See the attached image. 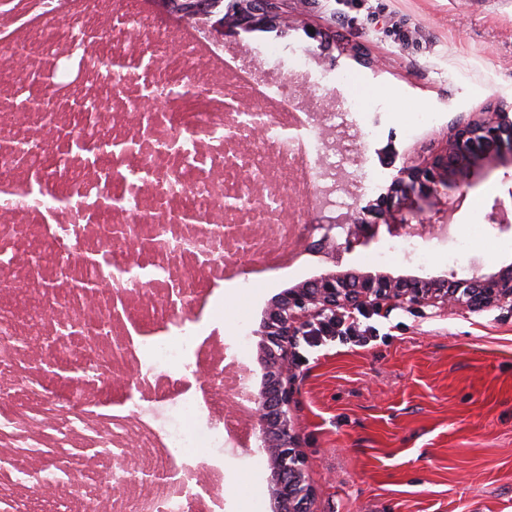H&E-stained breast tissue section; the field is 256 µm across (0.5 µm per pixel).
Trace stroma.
I'll return each instance as SVG.
<instances>
[{
	"instance_id": "obj_1",
	"label": "stroma",
	"mask_w": 512,
	"mask_h": 512,
	"mask_svg": "<svg viewBox=\"0 0 512 512\" xmlns=\"http://www.w3.org/2000/svg\"><path fill=\"white\" fill-rule=\"evenodd\" d=\"M297 16L280 44L303 49L315 68L358 72L393 118L377 141H364L381 171L375 202L406 163H425L452 124L487 107L512 105V0H285ZM336 43L320 48L306 28ZM434 110L439 123L403 136L408 108ZM512 187L503 170L469 190L451 222L466 232ZM302 230L294 268L261 275L250 294L224 291L245 316L225 321L213 351L250 336L284 289L313 279L328 263ZM421 265L401 257L397 274L455 271L458 277L512 264V236L453 261L447 244L430 243ZM367 346L297 341L293 413L317 512H512V309L420 315L395 308L361 318ZM266 453L246 439L224 451V512H270Z\"/></svg>"
}]
</instances>
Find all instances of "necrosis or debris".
<instances>
[{
  "instance_id": "4bbe7bcc",
  "label": "necrosis or debris",
  "mask_w": 512,
  "mask_h": 512,
  "mask_svg": "<svg viewBox=\"0 0 512 512\" xmlns=\"http://www.w3.org/2000/svg\"><path fill=\"white\" fill-rule=\"evenodd\" d=\"M209 48L145 0H0V512H223L220 451L250 423L248 402L219 412L247 341L212 361L214 384L199 376L224 259L291 268L300 218L282 196L341 212L376 187L352 128L382 104L359 78L269 42L257 97ZM308 74L347 110L297 112L288 90ZM228 123L262 133L243 147ZM128 367L131 403L112 384Z\"/></svg>"
}]
</instances>
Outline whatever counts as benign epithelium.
<instances>
[{
    "mask_svg": "<svg viewBox=\"0 0 512 512\" xmlns=\"http://www.w3.org/2000/svg\"><path fill=\"white\" fill-rule=\"evenodd\" d=\"M278 0H249L243 16L249 25L270 20ZM512 168V114L500 109L460 118L443 148L424 165H404L393 176L387 192L364 207L353 206L350 217H329L310 225L320 238L311 247L324 254L333 268L318 277L282 291L268 308L253 336L257 338L262 381L252 391L257 447L271 461L267 491L272 512H316V489L308 474L292 407L294 403L295 340L323 320L356 312L380 313L402 308L423 313L455 310L481 313L512 309V265L496 272H476L459 279L442 276L395 275L388 271L339 268L342 254L378 237L384 225L393 235L417 219L424 224L429 212L451 208L467 190L492 171ZM488 220L498 230H512V221L494 200Z\"/></svg>",
    "mask_w": 512,
    "mask_h": 512,
    "instance_id": "obj_1",
    "label": "benign epithelium"
}]
</instances>
